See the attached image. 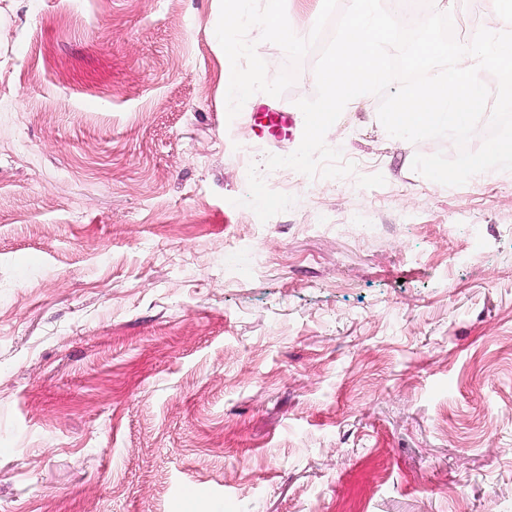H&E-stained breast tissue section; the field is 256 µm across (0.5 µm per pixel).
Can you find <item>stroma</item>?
<instances>
[{
	"instance_id": "1",
	"label": "stroma",
	"mask_w": 512,
	"mask_h": 512,
	"mask_svg": "<svg viewBox=\"0 0 512 512\" xmlns=\"http://www.w3.org/2000/svg\"><path fill=\"white\" fill-rule=\"evenodd\" d=\"M219 15L0 0V512H512V172L364 95L353 174L256 181L317 55L228 119ZM250 119L253 122L254 133L259 138L287 134L293 125L291 114L288 112H253Z\"/></svg>"
}]
</instances>
